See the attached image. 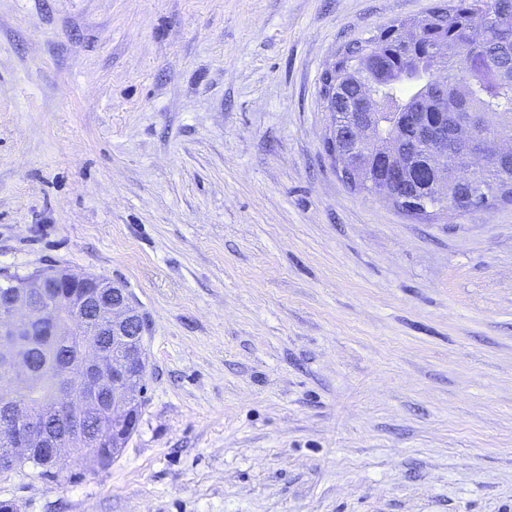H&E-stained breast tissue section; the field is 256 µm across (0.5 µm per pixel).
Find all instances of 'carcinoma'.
Instances as JSON below:
<instances>
[{
  "label": "carcinoma",
  "instance_id": "1",
  "mask_svg": "<svg viewBox=\"0 0 512 512\" xmlns=\"http://www.w3.org/2000/svg\"><path fill=\"white\" fill-rule=\"evenodd\" d=\"M403 29L416 33L422 52L395 49ZM438 79L448 83L446 99L434 96ZM364 87L372 94L365 111L376 113L374 140L364 152L378 165L383 142L401 130L407 112H446L450 118L459 112L469 133L492 132L512 140V0H447L422 18L394 20L375 35L344 44L322 76L325 109L345 112L342 100L356 97ZM476 185L484 205L512 204V155L488 159ZM469 189L448 177V210H457ZM60 274L52 270L20 276L1 268L0 284L41 278L50 287ZM28 330L38 336L28 354L35 371L28 400L37 405L74 353V343L67 336L43 335L45 325L39 320L31 321Z\"/></svg>",
  "mask_w": 512,
  "mask_h": 512
}]
</instances>
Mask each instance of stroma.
<instances>
[{
	"label": "stroma",
	"instance_id": "35a3bbf8",
	"mask_svg": "<svg viewBox=\"0 0 512 512\" xmlns=\"http://www.w3.org/2000/svg\"><path fill=\"white\" fill-rule=\"evenodd\" d=\"M435 0H0V267L125 288L144 404L22 512H512V205L324 150L346 41ZM434 180L431 181L429 186L421 190L420 188L413 187V196L416 198L410 199V201L413 202V209H421L424 211L429 212V210H434L438 207H445L447 206V195L446 193L440 188V185H434ZM432 192H428L427 190L432 188Z\"/></svg>",
	"mask_w": 512,
	"mask_h": 512
}]
</instances>
